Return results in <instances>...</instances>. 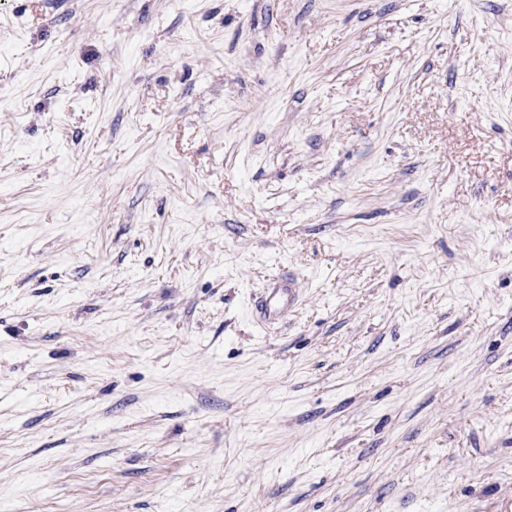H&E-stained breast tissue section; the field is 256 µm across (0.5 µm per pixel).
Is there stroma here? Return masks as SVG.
<instances>
[{"label":"stroma","instance_id":"35a3bbf8","mask_svg":"<svg viewBox=\"0 0 512 512\" xmlns=\"http://www.w3.org/2000/svg\"><path fill=\"white\" fill-rule=\"evenodd\" d=\"M0 512H512V0H0ZM296 299V289L292 281L281 280L273 288L267 297L259 303V309L264 318L275 317L281 313L286 306H291Z\"/></svg>","mask_w":512,"mask_h":512}]
</instances>
